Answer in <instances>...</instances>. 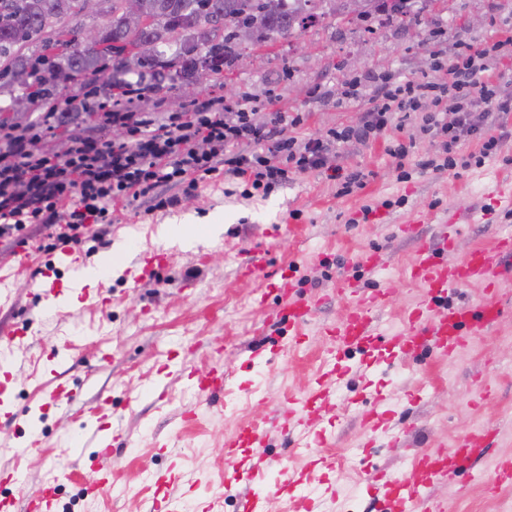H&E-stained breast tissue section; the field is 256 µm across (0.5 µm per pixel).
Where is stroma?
Segmentation results:
<instances>
[{
  "label": "stroma",
  "instance_id": "stroma-1",
  "mask_svg": "<svg viewBox=\"0 0 512 512\" xmlns=\"http://www.w3.org/2000/svg\"><path fill=\"white\" fill-rule=\"evenodd\" d=\"M412 10L419 18L414 32L383 16L317 20L301 35L306 52H296L287 39L255 47L194 97L168 82L139 108L184 112L195 98L246 97L300 117L288 135L317 137L357 124L382 81L400 83L430 71V51L450 62L461 40L494 47L483 81L512 82V0H415ZM501 124L506 136L499 155L457 172L416 168L400 178L389 153L397 143L413 142L418 160L439 153L438 140L411 122L370 145L341 147L339 164L365 180L348 194L314 170L250 198L243 195L245 183L218 175L165 211L149 215L115 207L111 223L90 225L78 246L47 238L40 224L27 225L18 237H0V332L15 337L8 370L15 381L12 401L34 410L43 429L33 447L23 423L0 424V473L22 470L31 493L56 482L54 512H165L171 497L180 499L182 512H241L238 495L248 490L267 495L266 512H295L296 493H267L268 482L286 465L302 481L300 492L317 500L316 512H379L369 491L377 471L409 475L416 453L447 447L462 433L492 423L499 436L487 456L459 471L452 484L436 485L432 495L450 512H512V485L498 484L494 474L495 459L512 455V280L500 288L504 313L498 323L470 334L451 358L428 348L406 356L376 345L372 351L382 364L364 375L356 369L358 353L328 357L329 342L320 331L348 309L336 294L340 278L365 293L386 290L389 303L378 327H400L404 311L421 297L405 269L422 242L437 239L431 224L401 232L414 213L468 215L452 248L442 253L451 261L512 236V216L501 214L491 223L480 218L485 185L512 177V114ZM163 224H216L220 230L187 244L160 239ZM120 244L126 247L121 264L95 288L74 291L78 270L96 266ZM155 250L167 253V264L135 281L138 253ZM23 251L32 270L19 274L14 260ZM373 252L382 257L375 269L361 261ZM255 254L264 256L263 270L243 276ZM292 260L298 292L319 301L297 348L288 345V322L276 316L280 300L267 286ZM47 276L63 299L52 308L42 287ZM60 349L68 353L61 380L81 392L71 414L43 404L51 379L47 357ZM334 367L342 379L335 400L320 413L326 445L312 431L296 432L291 443L273 434L262 446L225 459L226 436L248 423L270 427L284 393L304 392ZM213 368L226 376L224 395L207 401L188 375ZM379 393L393 412L398 441L384 434L368 439L363 416ZM102 396L111 399L113 430L125 433L127 442L109 452L73 446L72 434ZM316 452L332 464L329 474L304 472ZM106 469L111 490L84 495Z\"/></svg>",
  "mask_w": 512,
  "mask_h": 512
}]
</instances>
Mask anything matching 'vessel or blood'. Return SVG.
<instances>
[{
    "label": "vessel or blood",
    "instance_id": "vessel-or-blood-1",
    "mask_svg": "<svg viewBox=\"0 0 512 512\" xmlns=\"http://www.w3.org/2000/svg\"><path fill=\"white\" fill-rule=\"evenodd\" d=\"M459 221L451 213L441 220L439 241L441 248L451 247L454 242L453 227ZM436 247V248H439ZM435 247L422 243L414 259L406 269V276L421 289V299L405 311L403 328L399 333L388 335L387 342L406 351H419L430 347L443 356L456 355L465 345L468 332L493 326L502 316L503 308L496 296L503 280L512 278V236H505L489 247L472 248L464 257L448 263L439 260ZM293 272L282 267L276 279L270 280V287L276 288L285 306L283 315L288 318V334L294 345H301L306 334L305 327L312 318L316 302L296 294L292 284ZM480 284L487 300L480 307L465 303H453L440 307L441 298L456 288ZM388 294L382 290L359 298L335 324L326 327L325 332L335 341L337 349L361 346L378 335L376 315L384 309ZM337 381L332 373L326 372L316 378L313 386L304 394H288L285 402L289 407L306 406L304 415L296 422L309 429L316 424V415L310 406L316 402H328L336 392ZM199 394L213 399L224 392V373L213 369L195 383ZM262 431L256 426L240 429L235 435L225 438L224 453L234 457L242 444L259 440ZM498 437L496 427L487 425L469 430L457 438L449 447L418 455L413 461L411 477L405 478L394 473L380 477L383 496L380 505L383 512H447L445 505L432 502L425 489L434 480L453 478L461 466L472 465L485 456L487 448Z\"/></svg>",
    "mask_w": 512,
    "mask_h": 512
}]
</instances>
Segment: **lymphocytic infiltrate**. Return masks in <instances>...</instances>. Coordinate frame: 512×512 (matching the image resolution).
I'll return each instance as SVG.
<instances>
[{"label":"lymphocytic infiltrate","instance_id":"lymphocytic-infiltrate-1","mask_svg":"<svg viewBox=\"0 0 512 512\" xmlns=\"http://www.w3.org/2000/svg\"><path fill=\"white\" fill-rule=\"evenodd\" d=\"M488 54L469 45L450 65L433 61L431 73L379 89L356 125L317 138L286 136V113L261 112L249 101L220 96L189 112H142L135 104L150 90L138 83L124 84L99 104L89 115L90 131L71 134L62 150H34L28 127L2 124L0 237L41 224L77 244L89 225L110 220L115 205L164 210L219 173L267 193L285 185L290 174L318 170L347 189L358 174L330 164L329 155L376 140L413 112L422 131L439 140V170L484 164L501 144L492 128L512 112L511 85L477 80ZM115 129L119 137L108 139ZM466 137L480 143L475 159L458 157Z\"/></svg>","mask_w":512,"mask_h":512}]
</instances>
